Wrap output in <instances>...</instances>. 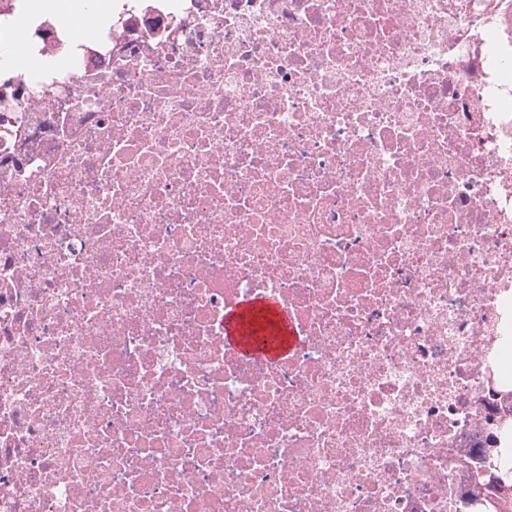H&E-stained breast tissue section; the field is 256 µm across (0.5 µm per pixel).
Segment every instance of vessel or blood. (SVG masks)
<instances>
[{
  "label": "vessel or blood",
  "instance_id": "1",
  "mask_svg": "<svg viewBox=\"0 0 512 512\" xmlns=\"http://www.w3.org/2000/svg\"><path fill=\"white\" fill-rule=\"evenodd\" d=\"M224 339L263 358L278 357L292 342L280 308L270 299L250 300L229 310L225 316Z\"/></svg>",
  "mask_w": 512,
  "mask_h": 512
}]
</instances>
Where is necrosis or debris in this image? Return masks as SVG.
I'll use <instances>...</instances> for the list:
<instances>
[{"mask_svg": "<svg viewBox=\"0 0 512 512\" xmlns=\"http://www.w3.org/2000/svg\"><path fill=\"white\" fill-rule=\"evenodd\" d=\"M109 2L0 0V512H495L512 0ZM257 316L272 319L278 326V339L262 344L252 341L248 336L250 324ZM225 342L231 343L241 350L263 358H276L290 346L291 334L275 301L271 299L250 300L229 310L225 316Z\"/></svg>", "mask_w": 512, "mask_h": 512, "instance_id": "necrosis-or-debris-1", "label": "necrosis or debris"}]
</instances>
